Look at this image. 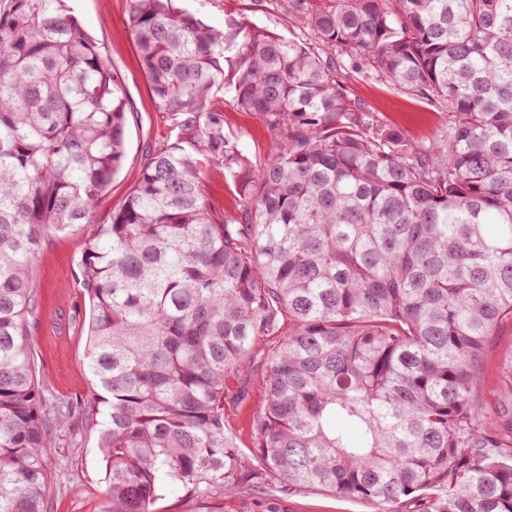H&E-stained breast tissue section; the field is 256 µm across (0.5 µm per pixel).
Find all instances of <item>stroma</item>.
I'll use <instances>...</instances> for the list:
<instances>
[{"label":"stroma","mask_w":512,"mask_h":512,"mask_svg":"<svg viewBox=\"0 0 512 512\" xmlns=\"http://www.w3.org/2000/svg\"><path fill=\"white\" fill-rule=\"evenodd\" d=\"M70 6L86 32L98 42L125 78L130 103L126 152L119 174L98 198L94 218L101 221L118 208L148 163L153 148L171 142L175 134L169 118L157 112L127 28V0H71ZM180 8L208 25L220 28L229 17L286 37L311 40L308 29L281 8L278 0H180ZM348 97L374 112L378 119L400 129L412 143L429 142L448 124L447 113L426 100L404 94L370 76L346 81ZM224 132L236 139L251 163L267 156L271 135L253 112L224 108ZM87 236L83 230L54 235L34 263L37 311L28 332L47 402L72 404L87 397L92 383L85 351L89 300L82 286L80 257ZM268 337L255 347L252 359L232 389L226 406V425L244 454L254 448V424L262 406L265 360L274 346ZM54 493L51 512H104L105 468L97 448V433L81 415H71L55 434L50 459ZM159 506L162 512H375L373 505L319 492L271 493L256 489L219 500H193L168 488Z\"/></svg>","instance_id":"1"}]
</instances>
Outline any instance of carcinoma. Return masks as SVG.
Here are the masks:
<instances>
[{
  "label": "carcinoma",
  "instance_id": "cac0c4a2",
  "mask_svg": "<svg viewBox=\"0 0 512 512\" xmlns=\"http://www.w3.org/2000/svg\"><path fill=\"white\" fill-rule=\"evenodd\" d=\"M158 145L82 252L91 305L85 422L108 512H156L271 486L379 512H512V0H283L315 44L172 0H128ZM346 58L340 64L332 52ZM376 77L448 113L415 145L352 102ZM261 116L267 159L224 135L215 96ZM122 74L66 0L0 8V512H50L49 449L28 317L34 260L90 223L126 148ZM219 163L242 200L211 206ZM267 354L247 461L231 382ZM511 343L512 322L505 321L503 324L500 325V327L495 333V336L491 337L486 347L484 356L485 375L481 385L476 389L480 397L485 399L489 396V391L495 385V368L499 363L502 352L507 347H509Z\"/></svg>",
  "mask_w": 512,
  "mask_h": 512
}]
</instances>
